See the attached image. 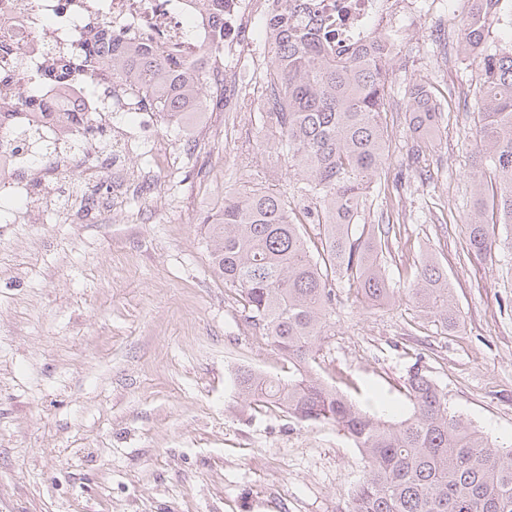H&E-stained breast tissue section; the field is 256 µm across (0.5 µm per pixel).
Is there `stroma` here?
Masks as SVG:
<instances>
[{"mask_svg":"<svg viewBox=\"0 0 512 512\" xmlns=\"http://www.w3.org/2000/svg\"><path fill=\"white\" fill-rule=\"evenodd\" d=\"M466 12L467 0H445L406 21L387 78V161L360 218L397 222L383 262L396 295L365 307L337 280L313 370L395 417L409 375L425 372L464 420L510 442L512 228L489 225L487 260L464 230L481 83L460 52ZM263 75L235 72L240 111L210 96L178 127L148 115L156 156L97 142L134 193L86 212L106 173L64 166L0 223V512H337L361 478L363 456L334 424L250 403L232 383L241 367L293 374L214 271L200 223L245 183L304 203L261 119ZM416 83L440 101L432 138L408 124ZM429 253L459 311L452 330L407 294Z\"/></svg>","mask_w":512,"mask_h":512,"instance_id":"stroma-1","label":"stroma"}]
</instances>
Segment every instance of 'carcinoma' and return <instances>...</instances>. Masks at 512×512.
Segmentation results:
<instances>
[{
    "instance_id": "1",
    "label": "carcinoma",
    "mask_w": 512,
    "mask_h": 512,
    "mask_svg": "<svg viewBox=\"0 0 512 512\" xmlns=\"http://www.w3.org/2000/svg\"><path fill=\"white\" fill-rule=\"evenodd\" d=\"M266 23L270 96L266 119L277 144L304 183L307 204L294 211L274 188H245L204 218L216 273L245 301L247 318L294 368L284 382L239 369V393L302 421L336 424L365 460L362 480L340 512H512V448L474 431L454 412L448 395L417 370L405 396L410 414L400 421L358 406L314 377L311 363L327 336L335 281L345 278L359 303L393 296L381 259L390 225L363 237L354 226L363 197L385 166L388 37L362 47L343 46L305 15L304 0H280ZM492 0H470L461 50L482 73L474 202L465 232L471 254L486 258L498 247L486 231L483 169L494 173L492 211L512 226V54L485 49V16ZM207 20L224 26V0H208ZM169 63L158 51L112 40L102 61L73 55L46 66L40 81L63 84L78 76H106L142 93L164 119L181 124L202 110L211 91L208 70ZM441 112L424 83L409 95L414 132L436 129ZM317 225L315 237L306 225ZM413 302L448 329L458 310L448 276L431 255L408 288Z\"/></svg>"
}]
</instances>
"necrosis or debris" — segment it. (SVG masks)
<instances>
[{
	"mask_svg": "<svg viewBox=\"0 0 512 512\" xmlns=\"http://www.w3.org/2000/svg\"><path fill=\"white\" fill-rule=\"evenodd\" d=\"M433 0H309L311 17L334 28L343 43L371 42L381 26L398 25L409 13L427 10ZM273 0H224V31L202 37L194 24L203 0H0V202L27 195L30 172L61 164L80 170L88 161L109 169L106 157L86 149L87 129L104 134L129 129L139 114V95L125 86L91 87L78 81L40 86L36 104L22 108L34 74L69 53L87 49L99 25L126 43L158 47L170 62L195 59L210 43V73L229 71V58L249 43L257 14Z\"/></svg>",
	"mask_w": 512,
	"mask_h": 512,
	"instance_id": "obj_1",
	"label": "necrosis or debris"
}]
</instances>
